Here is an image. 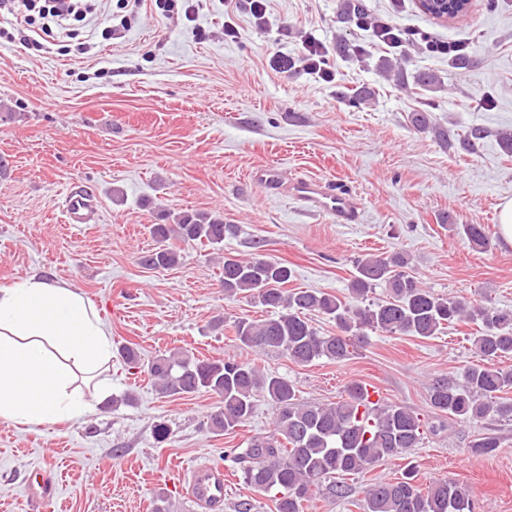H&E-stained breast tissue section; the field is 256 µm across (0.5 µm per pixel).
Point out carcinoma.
Segmentation results:
<instances>
[{
	"label": "carcinoma",
	"instance_id": "obj_1",
	"mask_svg": "<svg viewBox=\"0 0 512 512\" xmlns=\"http://www.w3.org/2000/svg\"><path fill=\"white\" fill-rule=\"evenodd\" d=\"M388 76L402 88L407 74L400 63L382 62ZM468 241L480 249L489 240L482 224H464ZM237 226L224 223L219 214L184 212L174 224H153L151 233L160 246L140 257L141 265L169 269L181 254L170 244H201L220 249ZM349 288L352 302L322 291L286 288L293 271L286 264L257 253L249 259L224 257L222 284L228 299L245 298L275 315L233 321L234 339L243 348L278 353L298 365L318 360L340 363L353 355L367 331L429 338L454 322H479L473 345L481 363L467 367L463 383L446 374L430 377L431 407L450 418L469 421L492 417L512 421V370L497 361L512 356V311L492 305L472 304L434 293L409 271L408 259L362 256L354 261ZM386 288V297L372 299L373 288ZM315 311L336 322L338 333L321 334L308 320ZM149 373L164 397L211 392L220 403L208 416L209 429L233 433L254 412L256 393L265 394L275 408L273 432L253 437L235 458L245 486L259 493L275 492V512H303L316 492L345 498L349 490L337 481L359 475L389 459H406L420 447L424 426L405 407L367 401L366 385L350 382L337 402H305L294 383L256 364L236 359H193L188 356L158 358ZM500 447L497 437L486 435L470 445L474 454L487 455ZM364 512H474L470 490L461 484L438 480L423 486L416 468L407 463L401 477L377 481L365 491Z\"/></svg>",
	"mask_w": 512,
	"mask_h": 512
}]
</instances>
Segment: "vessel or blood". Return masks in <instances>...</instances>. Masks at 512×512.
Segmentation results:
<instances>
[{
    "label": "vessel or blood",
    "mask_w": 512,
    "mask_h": 512,
    "mask_svg": "<svg viewBox=\"0 0 512 512\" xmlns=\"http://www.w3.org/2000/svg\"><path fill=\"white\" fill-rule=\"evenodd\" d=\"M251 178L267 192H287L309 211L328 215L335 223L356 224L360 221L358 207L345 188L329 185L310 176L289 179L280 167L271 164L257 168ZM93 219L94 207L88 195L81 191H70L66 206L67 223L88 224ZM225 477L224 466L215 464H204L191 472L190 495L206 512H222Z\"/></svg>",
    "instance_id": "obj_1"
}]
</instances>
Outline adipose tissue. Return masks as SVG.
<instances>
[{
  "label": "adipose tissue",
  "mask_w": 512,
  "mask_h": 512,
  "mask_svg": "<svg viewBox=\"0 0 512 512\" xmlns=\"http://www.w3.org/2000/svg\"><path fill=\"white\" fill-rule=\"evenodd\" d=\"M111 332L78 288L31 275L0 288V420H76L107 392Z\"/></svg>",
  "instance_id": "adipose-tissue-1"
}]
</instances>
